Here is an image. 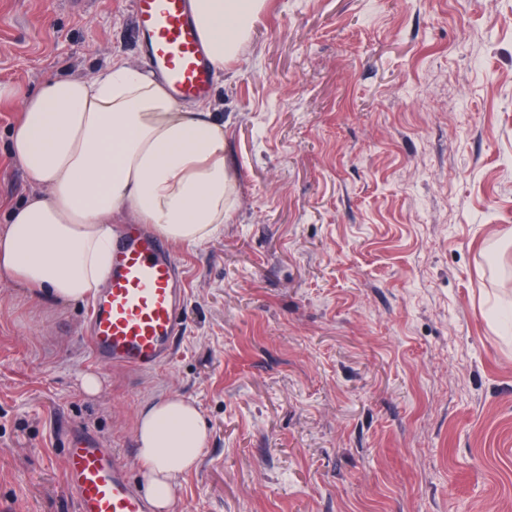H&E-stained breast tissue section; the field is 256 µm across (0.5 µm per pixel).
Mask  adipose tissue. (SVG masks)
Returning <instances> with one entry per match:
<instances>
[{"mask_svg":"<svg viewBox=\"0 0 512 512\" xmlns=\"http://www.w3.org/2000/svg\"><path fill=\"white\" fill-rule=\"evenodd\" d=\"M216 72L237 57L267 0H192ZM10 155L34 189L0 200V274L59 304L85 300L112 269L121 224H147L183 246L209 241L235 206L224 160V115L179 102L152 74L113 56L96 78L59 77L27 97ZM145 494L167 512L209 432L195 404L164 395L134 427Z\"/></svg>","mask_w":512,"mask_h":512,"instance_id":"ef3b65f1","label":"adipose tissue"}]
</instances>
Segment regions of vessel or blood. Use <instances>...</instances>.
<instances>
[{
  "label": "vessel or blood",
  "mask_w": 512,
  "mask_h": 512,
  "mask_svg": "<svg viewBox=\"0 0 512 512\" xmlns=\"http://www.w3.org/2000/svg\"><path fill=\"white\" fill-rule=\"evenodd\" d=\"M146 66L160 74L174 98L206 97L214 69L205 55L190 0H133ZM112 277L93 298L88 342L100 362L156 370L174 354L182 331L185 285L167 248L143 225L126 228L113 245ZM65 476L77 512H149L146 497L94 436L70 443Z\"/></svg>",
  "instance_id": "vessel-or-blood-1"
}]
</instances>
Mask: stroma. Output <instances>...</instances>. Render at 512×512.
I'll list each match as a JSON object with an SVG mask.
<instances>
[{
    "label": "stroma",
    "instance_id": "35a3bbf8",
    "mask_svg": "<svg viewBox=\"0 0 512 512\" xmlns=\"http://www.w3.org/2000/svg\"><path fill=\"white\" fill-rule=\"evenodd\" d=\"M118 53L141 61L131 0H0L1 198L32 190L23 96ZM209 98L237 198L172 248L168 365L96 364L89 301L0 276V512H75L78 429L140 481L167 394L210 432L177 512H512V0H267Z\"/></svg>",
    "mask_w": 512,
    "mask_h": 512
}]
</instances>
